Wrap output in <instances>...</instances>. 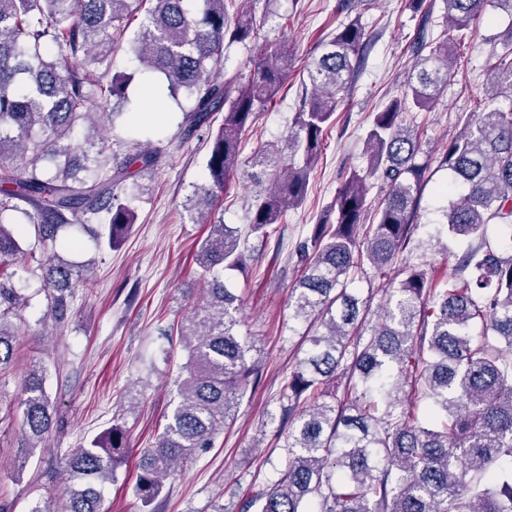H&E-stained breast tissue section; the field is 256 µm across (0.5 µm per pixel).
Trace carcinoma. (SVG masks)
<instances>
[{
	"mask_svg": "<svg viewBox=\"0 0 512 512\" xmlns=\"http://www.w3.org/2000/svg\"><path fill=\"white\" fill-rule=\"evenodd\" d=\"M0 0V268L24 255L7 213L24 211L38 236L56 246L61 230L102 224L99 244L128 234L135 211L127 181L155 170L160 152L139 145L108 158L96 116L123 110L129 77L107 80L112 56L141 16L133 53L141 70L164 75L170 95L185 94L181 127L209 136V186L187 209L210 231L196 254L207 275L200 304L182 333L188 360L179 401L153 447L144 451L135 491L148 512L164 480L213 447L233 419L237 397L256 384L258 365L237 335L239 296L224 271L246 268L241 229L208 220L216 192L240 168V145L255 113L270 103L288 74L284 45L260 50L247 78L218 79L224 42L255 36L251 15L230 17L224 0ZM512 0H444L448 29L416 57L415 81L385 101L366 132L367 165L347 175L336 196V218L315 225L300 246L306 266L294 291V318L313 328L283 389L288 401L285 467L271 488L245 499L239 512H512V59L490 50L484 107L461 118L438 165L451 179L441 194L442 228L469 240L453 275L437 284L418 265L399 261L414 230L426 185L418 162L422 143L405 123L408 112L433 108L448 83L453 46L488 8ZM359 19L336 29L307 67L294 126L279 144L256 155L248 174L265 191L251 205L247 235L268 228L307 194L323 136L365 62ZM511 100L498 102L501 95ZM224 121L212 131L214 115ZM385 195L374 212V182ZM498 224L505 241L491 242ZM51 251L40 264L49 311L68 318L74 285L89 264ZM401 276L385 289L380 320L366 323L365 302L350 285L370 275ZM23 301L0 276V367L14 354L8 315ZM480 327L479 337L472 329ZM344 397H335L336 380ZM24 449H45L55 410L38 369L22 385ZM127 431L116 422L68 453L64 469L78 481L63 512H106L103 486L126 457Z\"/></svg>",
	"mask_w": 512,
	"mask_h": 512,
	"instance_id": "1",
	"label": "carcinoma"
}]
</instances>
